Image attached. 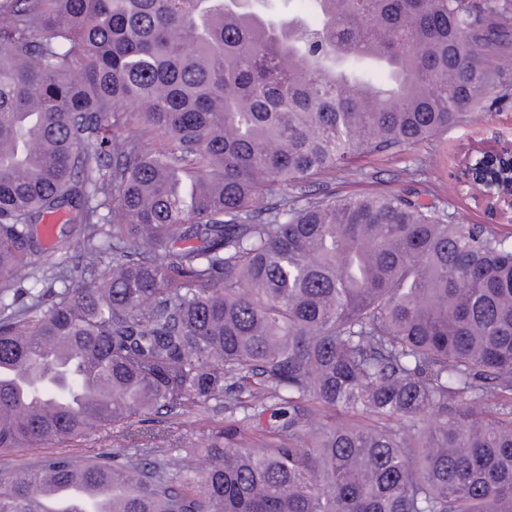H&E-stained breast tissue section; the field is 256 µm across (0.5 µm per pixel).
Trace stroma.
Returning <instances> with one entry per match:
<instances>
[{
	"label": "stroma",
	"mask_w": 512,
	"mask_h": 512,
	"mask_svg": "<svg viewBox=\"0 0 512 512\" xmlns=\"http://www.w3.org/2000/svg\"><path fill=\"white\" fill-rule=\"evenodd\" d=\"M491 94L499 99L492 109L471 113L463 122L397 156L370 157L356 170L336 172L328 176V186L339 194L415 188L423 191L426 201L452 214L457 222L487 224L499 233H512L511 221L488 213L459 190L454 178L471 146L494 136L512 141V61L502 65ZM227 416L223 403L213 401L203 421L193 422L188 415H164L150 422V435L155 447L163 449L170 473L181 472L182 448L202 447L211 425L223 423Z\"/></svg>",
	"instance_id": "1"
}]
</instances>
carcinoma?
I'll list each match as a JSON object with an SVG mask.
<instances>
[{"mask_svg":"<svg viewBox=\"0 0 512 512\" xmlns=\"http://www.w3.org/2000/svg\"><path fill=\"white\" fill-rule=\"evenodd\" d=\"M310 3L0 0V450L137 449L1 474L0 512H49L44 475L112 512H512V237L307 191L485 107L512 0ZM74 236L80 279L22 288ZM212 400L243 417L170 477L141 424ZM42 495L47 502L59 508H67L71 502L86 498L93 499L100 507L112 508V503L105 500L100 487L84 484L63 485L50 476L43 480Z\"/></svg>","mask_w":512,"mask_h":512,"instance_id":"carcinoma-1","label":"carcinoma"}]
</instances>
